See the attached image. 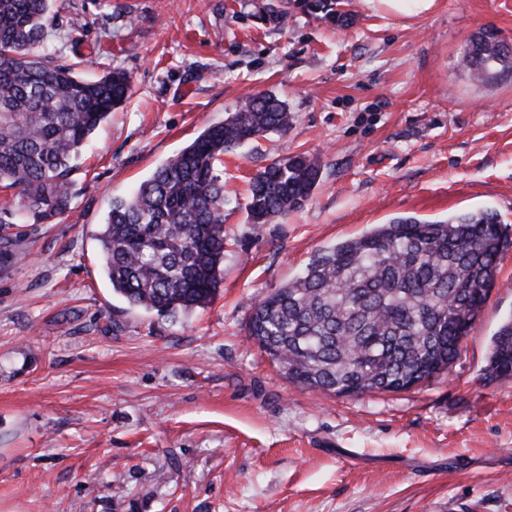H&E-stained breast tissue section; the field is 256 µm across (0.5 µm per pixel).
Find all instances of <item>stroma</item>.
I'll return each mask as SVG.
<instances>
[{"instance_id": "stroma-1", "label": "stroma", "mask_w": 512, "mask_h": 512, "mask_svg": "<svg viewBox=\"0 0 512 512\" xmlns=\"http://www.w3.org/2000/svg\"><path fill=\"white\" fill-rule=\"evenodd\" d=\"M266 2L53 0L46 51H107L131 93L77 161L65 214L9 227L0 512H512V381L484 375L512 247L458 358L405 391L304 389L246 330L255 300L375 225L485 208L512 225V72L461 66L481 28L512 42V0L408 21L348 0L345 29L267 21ZM262 91L294 122L224 156L217 298L172 321L129 309L96 239L112 199ZM302 152L321 164L309 202L248 223L250 174Z\"/></svg>"}]
</instances>
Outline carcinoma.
<instances>
[{"mask_svg":"<svg viewBox=\"0 0 512 512\" xmlns=\"http://www.w3.org/2000/svg\"><path fill=\"white\" fill-rule=\"evenodd\" d=\"M342 0H279L348 25ZM51 0H0V190L22 199L0 207V224H44L71 199L73 162L112 109L128 97L121 70L87 77L100 57L63 63L35 49L45 43ZM489 78L512 70V44L492 28L468 38L461 59ZM294 115L273 92L248 98L167 159L112 206L97 234L112 290L131 308L175 319L209 305L223 283L224 153L288 132ZM318 158H276L249 180L250 224H271L309 200ZM512 233L492 210L445 221L398 218L318 250L301 276L250 307L247 336L289 381L318 392L401 391L458 358L479 318ZM486 375L512 380V317L492 337Z\"/></svg>","mask_w":512,"mask_h":512,"instance_id":"obj_1","label":"carcinoma"}]
</instances>
